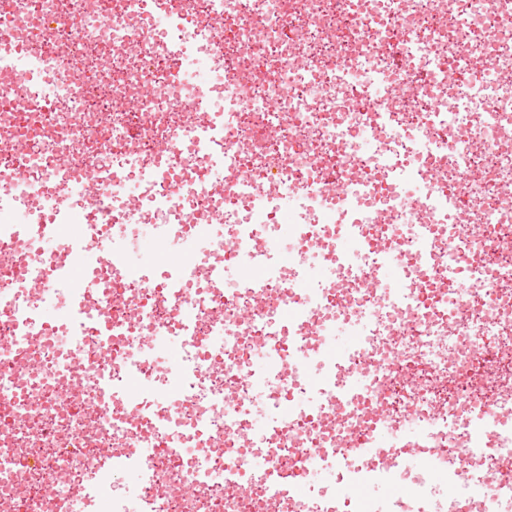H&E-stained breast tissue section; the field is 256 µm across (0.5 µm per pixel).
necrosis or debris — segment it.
I'll return each instance as SVG.
<instances>
[{"mask_svg":"<svg viewBox=\"0 0 512 512\" xmlns=\"http://www.w3.org/2000/svg\"><path fill=\"white\" fill-rule=\"evenodd\" d=\"M145 0H14L0 21V56L60 24L31 85L0 105V182L12 186L27 223H40L49 186L71 187L73 223L43 258L27 234L0 239V512H120L113 474L128 449L153 451L144 487L148 512H270L289 496L258 476L264 455L290 469L302 448L354 447L378 423H420L447 463L444 482L471 512H502L512 499V0H195L186 20L154 31ZM223 73L210 87L207 123L194 122L169 89L167 43ZM401 55L428 74L398 91ZM151 90L141 111L126 96ZM138 140L126 145L132 126ZM180 136L178 151L170 140ZM91 148L111 172L99 187L107 220L163 224L183 244L182 275L168 266L142 287L108 252L84 249L78 170L62 153ZM221 160L226 191L207 173ZM346 183L325 195L324 171ZM297 248L282 262L275 240L284 193ZM221 217L234 249L213 240L190 248L187 208ZM361 248L341 256L336 240ZM320 256L323 275L304 266ZM398 260L399 287L386 285ZM228 264L260 270L253 288H219ZM61 273L80 313L48 318L30 278ZM295 311L284 327L282 310ZM355 327V352L330 356L336 322ZM182 344L160 368L137 348L139 329ZM222 342L210 343L216 330ZM76 335L63 346L59 336ZM266 377H247L257 352ZM318 366L334 393L317 390ZM139 395L126 397L130 378ZM179 405L163 396L167 386ZM263 389L277 438L252 427L249 407ZM237 401L225 407L224 394ZM492 426V437L482 433ZM348 483L405 480L411 497L427 480L397 464L361 462ZM198 485L189 499L170 485ZM53 487L40 501L39 485Z\"/></svg>","mask_w":512,"mask_h":512,"instance_id":"obj_1","label":"necrosis or debris"}]
</instances>
